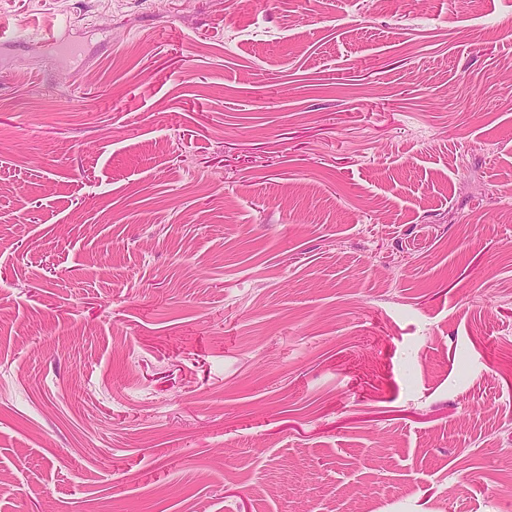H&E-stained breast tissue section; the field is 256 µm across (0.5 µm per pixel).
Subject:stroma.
Wrapping results in <instances>:
<instances>
[{"mask_svg": "<svg viewBox=\"0 0 512 512\" xmlns=\"http://www.w3.org/2000/svg\"><path fill=\"white\" fill-rule=\"evenodd\" d=\"M0 20V512H512V0Z\"/></svg>", "mask_w": 512, "mask_h": 512, "instance_id": "obj_1", "label": "stroma"}]
</instances>
